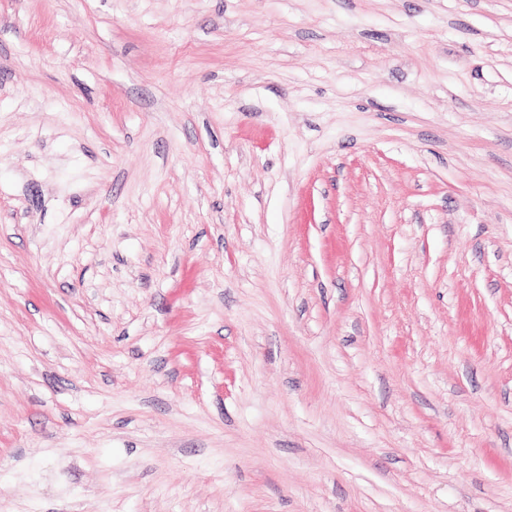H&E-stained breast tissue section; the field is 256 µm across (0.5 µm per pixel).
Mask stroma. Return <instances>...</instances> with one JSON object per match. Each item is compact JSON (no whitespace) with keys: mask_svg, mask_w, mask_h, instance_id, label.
Wrapping results in <instances>:
<instances>
[{"mask_svg":"<svg viewBox=\"0 0 512 512\" xmlns=\"http://www.w3.org/2000/svg\"><path fill=\"white\" fill-rule=\"evenodd\" d=\"M0 512H512V0H0Z\"/></svg>","mask_w":512,"mask_h":512,"instance_id":"35a3bbf8","label":"stroma"}]
</instances>
